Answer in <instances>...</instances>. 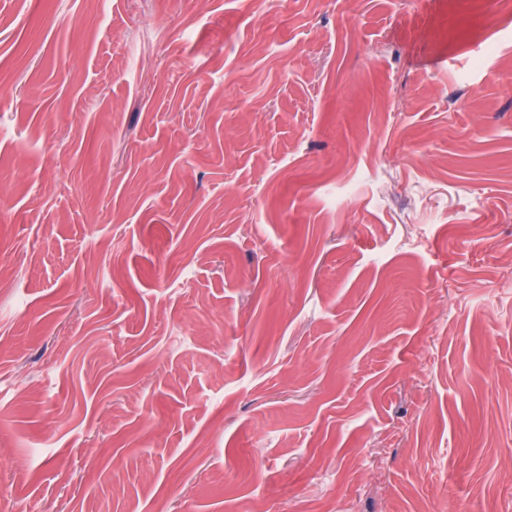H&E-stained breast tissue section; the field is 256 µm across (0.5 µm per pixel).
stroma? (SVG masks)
Here are the masks:
<instances>
[{"mask_svg":"<svg viewBox=\"0 0 512 512\" xmlns=\"http://www.w3.org/2000/svg\"><path fill=\"white\" fill-rule=\"evenodd\" d=\"M511 460L512 13L0 0V512H512Z\"/></svg>","mask_w":512,"mask_h":512,"instance_id":"stroma-1","label":"stroma"}]
</instances>
